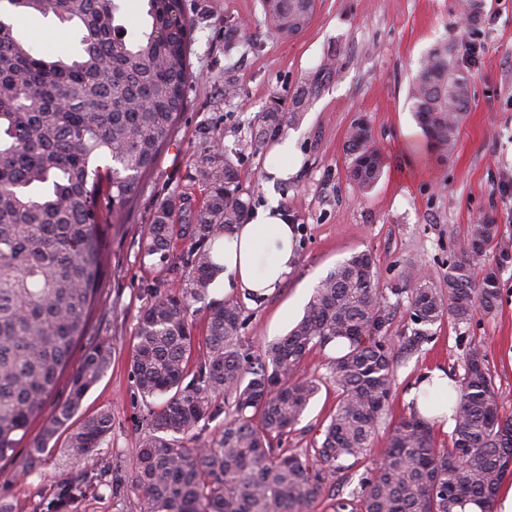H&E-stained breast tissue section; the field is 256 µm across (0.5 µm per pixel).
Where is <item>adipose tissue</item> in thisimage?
Wrapping results in <instances>:
<instances>
[{"instance_id": "adipose-tissue-1", "label": "adipose tissue", "mask_w": 512, "mask_h": 512, "mask_svg": "<svg viewBox=\"0 0 512 512\" xmlns=\"http://www.w3.org/2000/svg\"><path fill=\"white\" fill-rule=\"evenodd\" d=\"M216 260L224 270L216 278L225 293L262 298L287 280L297 265L293 225L276 200L255 209L245 223L235 225L215 245ZM452 380L446 370L424 371L405 393L424 418L450 430L455 426L448 407Z\"/></svg>"}]
</instances>
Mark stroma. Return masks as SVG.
I'll use <instances>...</instances> for the list:
<instances>
[{
	"mask_svg": "<svg viewBox=\"0 0 512 512\" xmlns=\"http://www.w3.org/2000/svg\"><path fill=\"white\" fill-rule=\"evenodd\" d=\"M195 24L189 61L192 77L172 140L162 151L132 206L107 230V277L92 319L96 335L112 344L106 374L85 396L81 411L112 413V430L97 450L111 473L126 472L161 398H143L130 361L138 316L154 288L171 283L179 258L168 265L142 260L139 246L156 208L165 201L188 204L175 221L199 213L206 190L195 178L205 158L232 159L240 182L260 206L275 193L295 228L298 265L281 288L263 299H243L242 351L258 356L299 320L319 280L360 251L375 259L379 290L402 287L416 273L443 287L448 266L472 224L492 218L502 240L512 244V0H485L481 22H461V0H315L296 36L285 39L263 22L260 0H184ZM448 40L472 42L476 62L455 54L468 75L471 98L449 152L433 148L407 103V89L428 50ZM336 75L321 84L289 133L301 159L288 181L266 186L270 143L255 144L254 121L271 100L289 106L327 60ZM234 78L235 97L224 94ZM367 121L371 142L383 160L382 175L367 191L350 179L346 150L351 127ZM223 154L213 155V143ZM499 301L491 314L468 322L445 319L432 326L417 350H400L393 395L378 426L373 454L386 448L389 427L411 411L403 393L422 371L442 367L461 377L469 348L486 355L501 395L500 413L512 417V263L495 267ZM334 348L307 354L298 373L322 380L285 448L300 450L318 438L337 402L328 364ZM58 438L36 472L22 474L26 443L0 460V501L14 512H57L59 488L74 472ZM70 512H139L136 498L113 499L108 488L88 484Z\"/></svg>",
	"mask_w": 512,
	"mask_h": 512,
	"instance_id": "1",
	"label": "stroma"
}]
</instances>
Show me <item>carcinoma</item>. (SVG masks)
Returning <instances> with one entry per match:
<instances>
[{"label":"carcinoma","instance_id":"carcinoma-1","mask_svg":"<svg viewBox=\"0 0 512 512\" xmlns=\"http://www.w3.org/2000/svg\"><path fill=\"white\" fill-rule=\"evenodd\" d=\"M149 24L125 41L115 25L116 0H0V460L14 453L41 420L21 468L34 472L61 432L77 471L58 507L80 486L108 470L97 448L112 428L100 411L74 422L87 392L110 366L105 337L84 346L90 315L106 275V225L134 202L184 107L193 24L183 0H146ZM266 26L284 37L306 25L314 0H261ZM53 13L74 26L77 46L55 56L36 53L14 21ZM310 91L293 109L277 101L261 113L262 143L296 124ZM470 99L467 76L448 43L435 45L408 87L411 111L430 144L453 149ZM350 176L367 190L382 172L365 130L347 137ZM207 189L194 224H176L165 202L141 243V258L167 264L189 240L181 274L156 288L140 312L131 356L144 398L162 397L126 474L112 496H134L142 512H314L327 489L352 481L350 472L372 453L391 393L394 309L373 282L374 259L359 252L336 264L315 286L303 317L255 360L241 352L242 309L234 299L206 304V351L195 352L191 307L224 270L214 245L246 221L250 195L229 157L196 170ZM498 237L484 219L471 227L461 258L448 266V294L423 283L410 292L414 328L403 348L428 340L430 327L450 316L471 320L498 302L495 272L476 266ZM338 340L347 350L331 361L338 401L321 441L294 453L280 446L294 430L321 381L297 376L304 356ZM69 374L68 398L42 410L59 377ZM455 390L452 447L439 448L430 423L412 412L395 422L381 466L365 467L335 512H456L467 502L493 512L512 474V419L501 417L500 395L477 348L468 350ZM232 418L213 436L200 422L225 411Z\"/></svg>","mask_w":512,"mask_h":512}]
</instances>
